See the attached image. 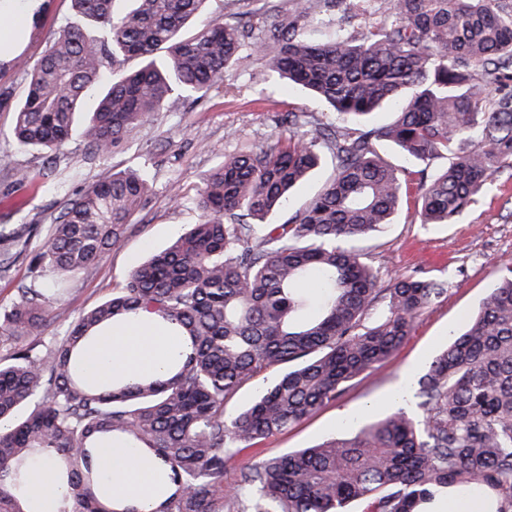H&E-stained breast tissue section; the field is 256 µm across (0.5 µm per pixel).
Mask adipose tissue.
I'll return each mask as SVG.
<instances>
[{"mask_svg":"<svg viewBox=\"0 0 512 512\" xmlns=\"http://www.w3.org/2000/svg\"><path fill=\"white\" fill-rule=\"evenodd\" d=\"M175 351V340L157 321L141 318L110 325L93 340L82 360L85 376L92 381L119 379L126 382L165 372ZM104 490L115 495L119 508L153 512L160 501L164 478L159 468L120 442L100 459Z\"/></svg>","mask_w":512,"mask_h":512,"instance_id":"1","label":"adipose tissue"}]
</instances>
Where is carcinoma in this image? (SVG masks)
<instances>
[{"instance_id":"obj_1","label":"carcinoma","mask_w":512,"mask_h":512,"mask_svg":"<svg viewBox=\"0 0 512 512\" xmlns=\"http://www.w3.org/2000/svg\"><path fill=\"white\" fill-rule=\"evenodd\" d=\"M78 21L60 27L28 87L12 135L52 154L74 133L110 156L178 91L219 87L249 55L311 91L336 122L290 112L281 133L224 159L195 200L200 220L137 264L112 297L82 312L60 339L43 334L47 302L68 279L119 246L147 202V167L114 173L67 203L29 257L33 283L0 308V512H32L34 464L66 492L57 512H117L98 490L97 455L121 440L168 474L155 512H433L458 494L512 512V268L505 267L465 328L416 382L414 410L299 451L262 458L233 488L224 472L253 449L336 401L392 356L415 319L448 292L417 273L382 281L355 243L380 233L415 194L422 224H452L493 176L512 170V0H383L387 19L361 0H324L357 35L311 44L296 35L309 0L256 23L183 28L206 0H71ZM260 29L262 36L254 35ZM140 66L120 72L122 59ZM397 105L393 119L372 118ZM404 154L402 174L378 153ZM334 177L281 223L272 218L321 165ZM446 159L442 170H431ZM50 271V287L40 279ZM156 319L183 343L165 375L102 387L82 375L89 338L128 316ZM276 377L231 416L245 385Z\"/></svg>"}]
</instances>
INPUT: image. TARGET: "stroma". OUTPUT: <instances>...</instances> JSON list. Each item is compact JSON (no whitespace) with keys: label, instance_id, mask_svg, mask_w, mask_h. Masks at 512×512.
<instances>
[{"label":"stroma","instance_id":"stroma-1","mask_svg":"<svg viewBox=\"0 0 512 512\" xmlns=\"http://www.w3.org/2000/svg\"><path fill=\"white\" fill-rule=\"evenodd\" d=\"M273 1L286 8L291 5V0H206L196 21L235 23L263 13ZM34 16L37 27L18 33L0 61V87L9 89L15 102L26 94L22 64H36L53 33L72 19L70 0H41ZM223 82L230 85L229 93L211 91L166 104L107 160L94 163L86 160L85 147L76 137L50 158L20 149L10 137L14 113L0 107V225L30 227L31 247L43 243L67 201L88 185L112 171L145 162L151 169L146 206L122 246L72 276L64 301L49 302L45 337L65 335L81 312L110 298L139 261L167 248L197 223L194 200L206 175L227 155L261 144L273 134L276 113L312 112L323 122L335 120L322 104L299 88L285 87L276 73L254 59L229 67ZM17 167L27 168L32 181L14 183L12 171ZM175 183L183 194L179 203L170 191ZM415 209V202L403 203L394 224L361 248L383 278L418 271L447 280V295L419 316L411 335L385 363L351 383L335 402L269 438V453L317 444L345 429L350 418L375 419L397 407H410V400L397 397L405 378H416L428 367L435 352L447 344L449 330L463 327L476 312L497 270L512 263V175L494 177L455 223L421 225Z\"/></svg>","mask_w":512,"mask_h":512}]
</instances>
